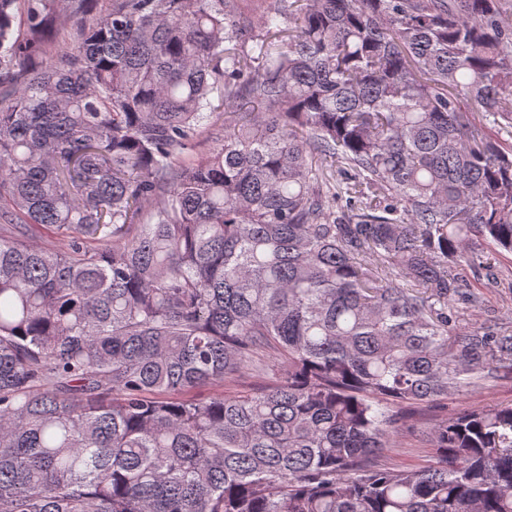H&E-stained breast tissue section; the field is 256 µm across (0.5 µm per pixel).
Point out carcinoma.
<instances>
[{
	"label": "carcinoma",
	"mask_w": 512,
	"mask_h": 512,
	"mask_svg": "<svg viewBox=\"0 0 512 512\" xmlns=\"http://www.w3.org/2000/svg\"><path fill=\"white\" fill-rule=\"evenodd\" d=\"M65 2L0 0V512H512V404L370 464L512 378V0ZM451 271L471 287L480 286L476 281L479 274V282L487 286L480 288L482 302L478 306H470L462 301L455 304L460 311V326L480 327L489 322L512 326V254L504 252L498 256L490 271L465 263L455 265ZM274 381L271 375L260 374L249 369H244L232 383L224 387L225 394L233 395L240 391H258ZM512 403V381L501 380L492 388H473L464 395L428 405L396 408L395 448H385L379 460L401 466H424L432 459L429 428L464 409Z\"/></svg>",
	"instance_id": "cac0c4a2"
}]
</instances>
